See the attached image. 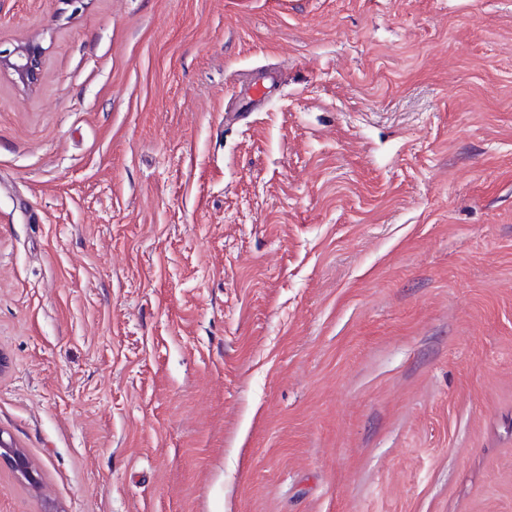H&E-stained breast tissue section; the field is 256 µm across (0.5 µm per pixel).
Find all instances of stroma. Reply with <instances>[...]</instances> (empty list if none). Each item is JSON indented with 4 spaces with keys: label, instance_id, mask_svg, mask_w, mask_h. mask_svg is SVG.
<instances>
[{
    "label": "stroma",
    "instance_id": "stroma-1",
    "mask_svg": "<svg viewBox=\"0 0 512 512\" xmlns=\"http://www.w3.org/2000/svg\"><path fill=\"white\" fill-rule=\"evenodd\" d=\"M26 40L0 512H512V0H0ZM41 49L34 41H27L17 47L9 57H0V69L10 70L16 79L30 88L37 84L40 76ZM0 457L7 458L14 470L24 477L29 483L34 485L38 483V474L32 468L27 457L17 448L6 444L1 438Z\"/></svg>",
    "mask_w": 512,
    "mask_h": 512
}]
</instances>
